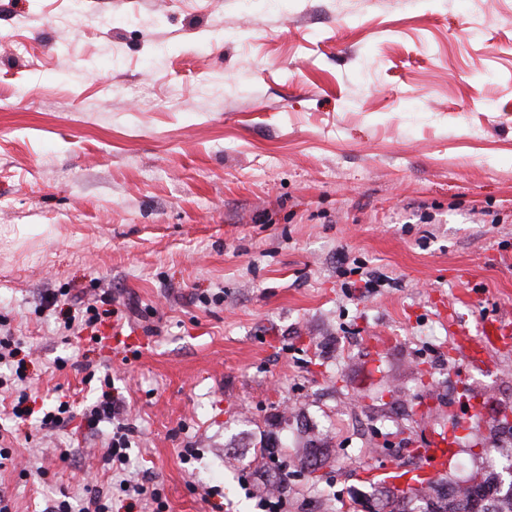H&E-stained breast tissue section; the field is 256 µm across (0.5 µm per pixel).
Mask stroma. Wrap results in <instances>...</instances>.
<instances>
[{
	"label": "stroma",
	"mask_w": 512,
	"mask_h": 512,
	"mask_svg": "<svg viewBox=\"0 0 512 512\" xmlns=\"http://www.w3.org/2000/svg\"><path fill=\"white\" fill-rule=\"evenodd\" d=\"M68 3L0 0V331L29 400L110 390L161 512H257L249 484L362 512L430 432L456 439L444 485L511 450L512 355L455 334L512 327V0ZM61 290L110 293L148 347L61 336ZM14 397L13 512H126L111 420L42 431ZM503 325L498 317H486L480 322L478 336H462L461 348L469 354L483 355L493 349L509 347V344L503 342ZM23 353V357L16 359L19 355ZM29 356V353L24 350V346L22 343L12 336L11 334H7L6 336H0V364L4 361H9L8 359H12L15 363L14 374H12V378L6 379L0 376V388L8 385V381L10 385L18 386L23 385L25 383V379L27 378V370H26V360L25 358ZM62 496L66 499L54 502L51 512H110L108 504L103 502L102 494L91 496L87 501L80 500L81 507L78 510H74L73 503L68 500L70 496Z\"/></svg>",
	"instance_id": "1"
}]
</instances>
